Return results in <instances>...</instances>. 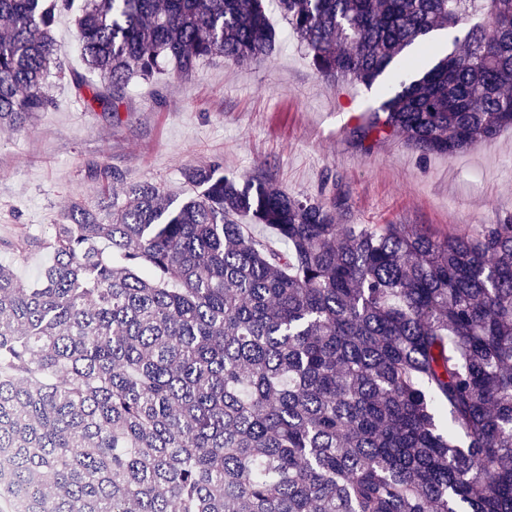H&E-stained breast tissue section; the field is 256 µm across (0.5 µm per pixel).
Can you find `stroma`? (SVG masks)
Masks as SVG:
<instances>
[{
	"label": "stroma",
	"mask_w": 512,
	"mask_h": 512,
	"mask_svg": "<svg viewBox=\"0 0 512 512\" xmlns=\"http://www.w3.org/2000/svg\"><path fill=\"white\" fill-rule=\"evenodd\" d=\"M269 60L237 66L216 58L188 78L136 81L117 111L92 112L68 85L53 83L54 105L35 123L0 126V264L26 285L50 255L8 249L25 235L48 236L72 201L94 205L89 166L120 169L184 200L185 167L213 160L241 176L263 172L293 196L346 201L348 224H418L430 233L512 218V129L454 159L421 157L402 138L361 143L353 130L377 109L372 86L321 79L278 10Z\"/></svg>",
	"instance_id": "35a3bbf8"
}]
</instances>
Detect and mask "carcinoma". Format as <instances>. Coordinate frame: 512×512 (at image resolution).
Returning a JSON list of instances; mask_svg holds the SVG:
<instances>
[{"label": "carcinoma", "instance_id": "carcinoma-1", "mask_svg": "<svg viewBox=\"0 0 512 512\" xmlns=\"http://www.w3.org/2000/svg\"><path fill=\"white\" fill-rule=\"evenodd\" d=\"M313 68L372 86L360 140L452 158L512 128V0H278ZM77 11L92 82L53 36ZM0 124L66 82L116 110L135 79L269 57L265 0H0ZM463 38L435 63L438 29ZM32 287L0 264V497L14 512H512V219L434 237L341 224L210 161L176 204L89 170ZM271 226L286 248L254 237ZM446 415L448 427L437 421ZM463 444L457 443L458 436Z\"/></svg>", "mask_w": 512, "mask_h": 512}]
</instances>
